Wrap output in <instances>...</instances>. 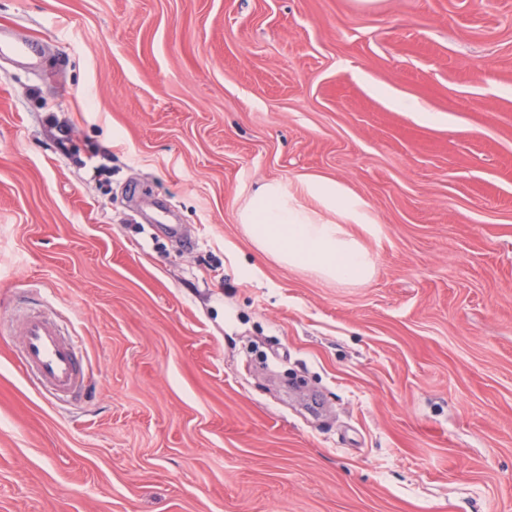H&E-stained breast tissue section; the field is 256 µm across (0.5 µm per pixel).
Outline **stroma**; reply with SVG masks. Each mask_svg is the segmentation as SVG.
Here are the masks:
<instances>
[{
	"instance_id": "stroma-1",
	"label": "stroma",
	"mask_w": 512,
	"mask_h": 512,
	"mask_svg": "<svg viewBox=\"0 0 512 512\" xmlns=\"http://www.w3.org/2000/svg\"><path fill=\"white\" fill-rule=\"evenodd\" d=\"M2 28L40 54L0 56V512H512V0H0ZM304 176L366 202L370 282L250 241L253 193ZM32 310L80 340L76 400L13 361ZM384 94L394 109L407 112H415L418 118L424 122L436 121V117L431 112L426 111L418 102L400 97L389 89L385 90Z\"/></svg>"
}]
</instances>
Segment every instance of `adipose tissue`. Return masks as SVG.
<instances>
[{"label":"adipose tissue","mask_w":512,"mask_h":512,"mask_svg":"<svg viewBox=\"0 0 512 512\" xmlns=\"http://www.w3.org/2000/svg\"><path fill=\"white\" fill-rule=\"evenodd\" d=\"M325 210L335 212V221L323 220ZM241 222L261 252L285 265L311 267L339 283H365L375 273V257L350 230L374 219L341 182L305 176L291 191L265 184L251 197Z\"/></svg>","instance_id":"obj_1"}]
</instances>
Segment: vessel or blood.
<instances>
[{"label":"vessel or blood","instance_id":"obj_1","mask_svg":"<svg viewBox=\"0 0 512 512\" xmlns=\"http://www.w3.org/2000/svg\"><path fill=\"white\" fill-rule=\"evenodd\" d=\"M0 55L34 63L35 43H15L0 34ZM17 358L26 376L45 391L59 396L79 394L84 386L83 362L74 342L67 340L57 323L44 315L25 316L20 323Z\"/></svg>","mask_w":512,"mask_h":512}]
</instances>
